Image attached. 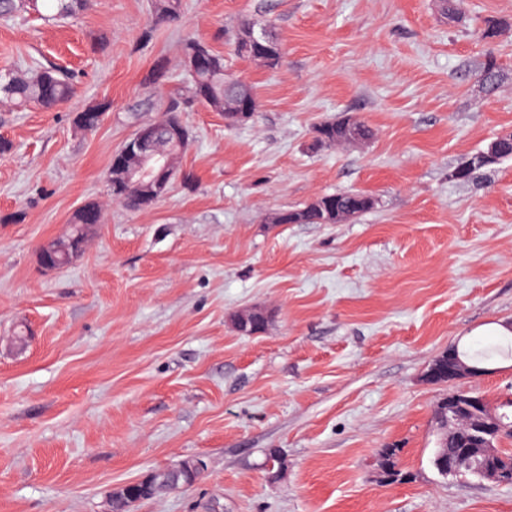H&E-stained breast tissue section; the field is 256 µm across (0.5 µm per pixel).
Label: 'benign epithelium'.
<instances>
[{
    "label": "benign epithelium",
    "mask_w": 512,
    "mask_h": 512,
    "mask_svg": "<svg viewBox=\"0 0 512 512\" xmlns=\"http://www.w3.org/2000/svg\"><path fill=\"white\" fill-rule=\"evenodd\" d=\"M157 133L158 129L152 126L137 129L121 153H131L134 148L151 140ZM38 254L40 264L44 268L49 270L59 268L57 248L54 245H41ZM444 362L448 363V381L450 382L465 376H482L488 372L486 368L475 367L462 360L454 349L439 356L434 361V365ZM438 410L436 419L444 421L447 425L448 436L465 440L478 448L475 453L463 454L448 465L440 466V472L455 476L464 467L476 471L486 481L511 485V472L494 469L488 465V460L498 454L504 435L512 432V423L504 419L498 406L491 404L481 395L469 391H457L441 400Z\"/></svg>",
    "instance_id": "1"
}]
</instances>
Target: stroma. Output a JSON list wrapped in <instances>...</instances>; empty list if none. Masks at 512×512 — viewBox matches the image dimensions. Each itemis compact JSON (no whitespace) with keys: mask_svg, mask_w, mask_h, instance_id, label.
<instances>
[{"mask_svg":"<svg viewBox=\"0 0 512 512\" xmlns=\"http://www.w3.org/2000/svg\"><path fill=\"white\" fill-rule=\"evenodd\" d=\"M152 14L153 0H91L60 23L0 20V69L50 63L72 83L52 111L0 103V512H108L115 489L187 458L205 461L201 479L134 512H512V485L431 463L436 403L452 388L512 397V359L426 378L512 321V157L452 176L512 130V0H467L454 20L437 0H180L177 21ZM488 18L511 27L481 39ZM246 20L270 24L277 68L235 55ZM190 35L259 110L230 125L184 107L170 192L128 210L110 194L112 154L180 96ZM104 101L98 128L75 126ZM344 116L372 137L313 149L316 126ZM345 191L377 204L339 224L273 221ZM89 202L101 223L44 270L38 247ZM254 307L266 329L236 331ZM392 444L409 481L379 478ZM446 361H448V377L441 372H437V378L435 380H437L438 382H452L454 380L461 379L465 376L478 377L484 375L489 370H491L489 368H479L468 364L459 357L456 350L451 349L448 350V352L443 353L434 361V363L430 367L429 376L432 377L431 373L433 368Z\"/></svg>","mask_w":512,"mask_h":512,"instance_id":"obj_1","label":"stroma"}]
</instances>
